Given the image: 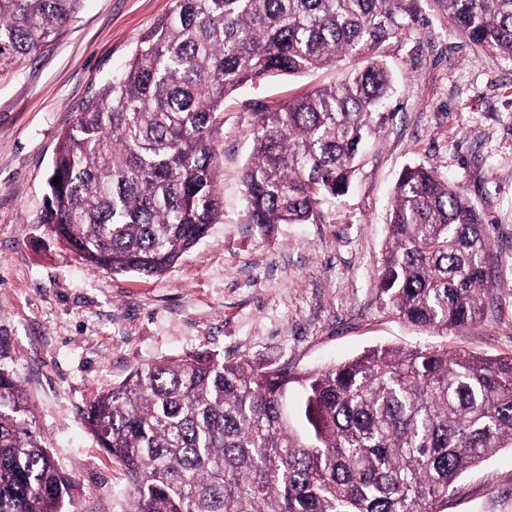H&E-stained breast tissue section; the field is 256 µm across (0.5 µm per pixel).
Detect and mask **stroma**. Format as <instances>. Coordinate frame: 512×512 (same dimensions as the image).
<instances>
[{"mask_svg": "<svg viewBox=\"0 0 512 512\" xmlns=\"http://www.w3.org/2000/svg\"><path fill=\"white\" fill-rule=\"evenodd\" d=\"M174 0H84L48 50L0 75V368L25 389L74 512H128V481L87 430L92 400L131 371L198 351L321 370L379 345L512 356V64L473 46L434 0L386 43L384 125L348 192L316 224L245 222L241 172L254 103L340 83L343 61L280 75L224 101L212 130L224 217L163 276L90 270L37 218L63 132ZM449 178L480 212L494 256L484 319L447 335L399 319L374 286L396 182L409 165ZM446 512H512V448L457 478Z\"/></svg>", "mask_w": 512, "mask_h": 512, "instance_id": "stroma-1", "label": "stroma"}]
</instances>
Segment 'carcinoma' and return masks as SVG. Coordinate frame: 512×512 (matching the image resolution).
Instances as JSON below:
<instances>
[{
	"label": "carcinoma",
	"mask_w": 512,
	"mask_h": 512,
	"mask_svg": "<svg viewBox=\"0 0 512 512\" xmlns=\"http://www.w3.org/2000/svg\"><path fill=\"white\" fill-rule=\"evenodd\" d=\"M82 0H0V72L58 40ZM418 0H175L62 134L39 223L91 269L161 276L223 217L210 135L247 84L363 60L344 82L258 103L246 223L314 224L380 128L379 50ZM512 63V0H435ZM60 178L57 185L54 178ZM474 205L424 166L401 173L375 286L402 320L446 334L493 299ZM0 368V512H68L76 479L32 430ZM86 424L125 471L130 512H445L455 480L512 447V356L381 346L296 375L196 352L133 370Z\"/></svg>",
	"instance_id": "carcinoma-1"
}]
</instances>
